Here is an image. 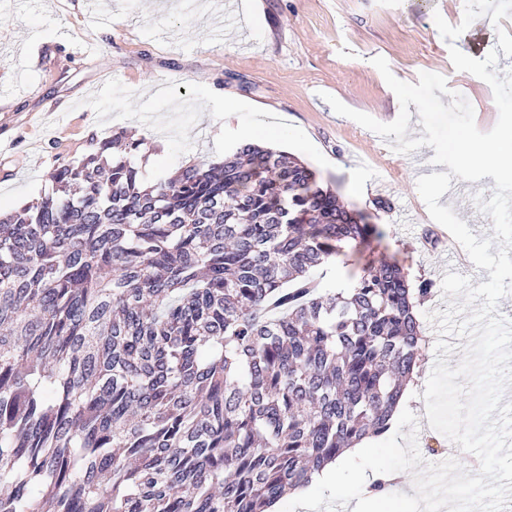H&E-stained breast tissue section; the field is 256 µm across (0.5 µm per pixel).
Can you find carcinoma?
<instances>
[{"label": "carcinoma", "instance_id": "1", "mask_svg": "<svg viewBox=\"0 0 512 512\" xmlns=\"http://www.w3.org/2000/svg\"><path fill=\"white\" fill-rule=\"evenodd\" d=\"M123 132L0 218V512H266L385 433L418 360L382 237L285 152L145 184Z\"/></svg>", "mask_w": 512, "mask_h": 512}]
</instances>
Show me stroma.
I'll return each instance as SVG.
<instances>
[{"instance_id": "obj_1", "label": "stroma", "mask_w": 512, "mask_h": 512, "mask_svg": "<svg viewBox=\"0 0 512 512\" xmlns=\"http://www.w3.org/2000/svg\"><path fill=\"white\" fill-rule=\"evenodd\" d=\"M85 0H0V211L8 213L49 193L59 163L82 158L90 137L129 131L156 152L141 163L148 182L174 176L188 164L222 162L241 145L216 138L225 112L236 127L276 123L272 148L294 154L344 205L380 225L381 240L359 248L348 263L326 271L341 282L379 260L403 266L410 280L433 282L416 300L422 317L417 387L436 361L438 330L426 313L443 311L441 283L448 242L431 219L416 182V154L391 148L327 103L388 123L400 105L374 57H384L400 80L420 72L444 76L450 104L459 93L473 106L479 130L489 131L498 109L491 87L455 70L450 47L476 56L498 29L512 35V18L476 19L455 43L439 34L435 15L458 25L465 0H230L228 15L209 16L198 0H99L106 22L87 15ZM70 104L54 121L49 102ZM495 182L469 183L466 199L440 197L478 238L492 236L475 196L492 197Z\"/></svg>"}]
</instances>
